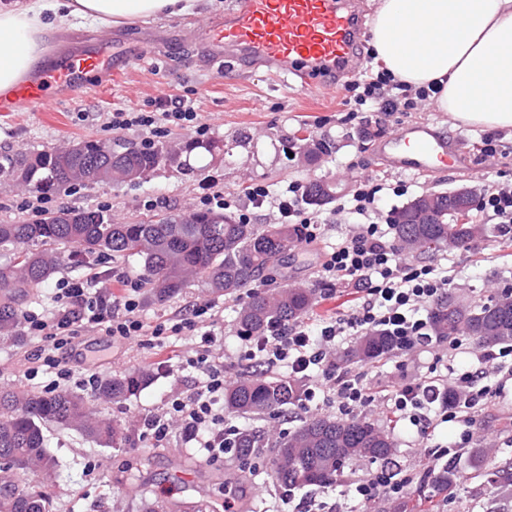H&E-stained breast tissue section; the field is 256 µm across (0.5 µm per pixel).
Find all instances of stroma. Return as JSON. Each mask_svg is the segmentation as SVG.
<instances>
[{"instance_id": "1", "label": "stroma", "mask_w": 512, "mask_h": 512, "mask_svg": "<svg viewBox=\"0 0 512 512\" xmlns=\"http://www.w3.org/2000/svg\"><path fill=\"white\" fill-rule=\"evenodd\" d=\"M230 0H202L192 13L135 19L124 23L128 36L148 39L154 52L144 61L122 68L112 80L91 75L82 92L61 99L51 110L24 115L0 117V153L53 147L83 139L119 140L141 144L146 133L140 129L115 132L108 122L113 109L149 108L158 97L159 85H166L171 97L192 95L195 110L210 127L211 138L223 141L224 156L211 162L200 172L186 175L174 169H161L135 185L93 184L53 195L50 210L76 207L106 209L113 221L120 223L149 222L168 213L196 209L202 188L218 181L230 202L232 215L250 214L256 225L278 224L282 218L275 205L267 203L254 208L249 188L252 184L268 185L272 195H279L289 182L307 183L328 179L341 188L339 200H346L357 179L371 176L391 184L406 182L408 191L392 196L387 208L400 209L415 197L432 191H454L471 188L483 191L489 181L462 171H448L437 180L404 175L383 168L373 152L376 142L386 139L401 127L427 121L444 137L461 141L472 159H480L481 129L452 127L446 113L430 104L417 112L356 111L338 90L317 93L296 92L275 85L261 69L225 65L223 70L209 68L204 60L195 31L211 19L223 16ZM312 137L332 147V152L318 165L304 166L291 160L287 146L302 137ZM156 208H147V201ZM327 220V234L321 245L307 250L293 249L281 259L273 272L255 281L254 286L282 288L300 284L318 287L317 272L321 254L344 239L358 224L357 216H340L335 205L317 210ZM421 261L447 267L453 281L452 291L466 301L481 305L502 288L512 285V247L505 245L497 224H490L487 237L474 244L452 250L424 253ZM217 303L221 320L217 331L222 336L224 370L230 376H241L239 358L241 343L237 337V316L241 299L214 296L208 289L188 284L166 301H156L149 291L140 294L141 309L147 324L153 325L174 311L196 301ZM104 347L105 359L97 370L109 378L138 370H150L153 379L136 396L119 402L93 404L95 413L120 423L128 431L129 443L120 451L100 447L81 434L48 426V451L59 459L63 468L51 488L54 512H144L147 503L163 501L188 507L189 512H224L225 500L245 501L250 512H282L280 491L268 477L270 452L256 456L251 474L241 475L236 459L223 465H212L185 447L180 436H172L165 446L153 447L140 439L139 418L164 412L179 394L192 392L200 381L193 370L171 372L167 357L188 352L184 339L171 338L165 353L132 348L112 342L90 329H82L71 347L64 350V364L74 372L67 391L82 393L78 379L90 364L82 356L89 341ZM42 344L41 337L16 332L0 337V386L36 392L48 382V375L28 379L33 356ZM464 351L441 340L434 353L411 352L403 360L389 357L363 366L367 382L374 389H389L400 374H427L434 356H441L442 366L458 367L465 353H477L473 338H465ZM498 387L493 403L477 418L471 447L497 448L502 459L512 458V378L497 373L488 380ZM363 416L389 424L398 452L396 464L388 473L401 478L421 469L430 446L458 441L461 428L449 422L438 425L428 442H420L409 423L394 420L386 402L376 401L362 411ZM469 456L457 461L460 482L441 501L439 512H512V492L501 491L476 478ZM380 463L368 460L348 466L343 479L324 490L295 492V500H311L318 512H334L336 506L364 512L354 504L349 493L354 483L380 470ZM137 487L136 495H128V487Z\"/></svg>"}]
</instances>
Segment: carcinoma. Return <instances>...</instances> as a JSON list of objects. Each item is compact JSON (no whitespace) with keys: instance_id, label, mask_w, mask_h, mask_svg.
<instances>
[{"instance_id":"cac0c4a2","label":"carcinoma","mask_w":512,"mask_h":512,"mask_svg":"<svg viewBox=\"0 0 512 512\" xmlns=\"http://www.w3.org/2000/svg\"><path fill=\"white\" fill-rule=\"evenodd\" d=\"M224 151L218 140L186 139L149 149L131 146L123 152L112 141L84 139L71 145L0 153V183L23 191L59 193L85 183L122 185L137 183L166 167L192 172L191 155L210 156ZM331 153L323 141L305 139L298 155L305 165ZM319 181L303 187V203L322 207L336 200ZM476 199L452 198L446 192L422 194L394 217L393 231L399 250L406 254L466 246L485 236L486 225L467 218L459 223L461 210L472 211ZM295 224H244L222 211H186L167 214L154 222L116 224L102 210L60 209L34 222L0 224V247L12 257L0 262V335L9 336L21 324L20 305L60 270V257L51 244L73 245V262L85 264L101 256L135 257L143 264L145 286L162 302L191 281L216 294L245 295L238 313L239 331L255 338L266 335L278 323L286 324L312 310L315 293L310 288L288 287L251 290L252 283L274 268L300 243ZM434 335L448 338L465 333L486 346L512 343V296L500 293L481 306H471L447 294L432 308ZM392 336L372 332L356 339L347 361L375 363L398 353ZM151 380L141 370L100 382L93 399L120 401L137 394ZM300 398V388L286 375H245L224 391V410L230 414H255L284 409ZM56 424L75 430L104 448H122L126 438L109 418L94 415L84 396L59 391L32 393L0 388V512H53L51 496L29 493L13 480L17 472L58 477V462L46 450L43 429ZM233 447L243 459L267 447L264 434L241 430ZM489 448L471 451L476 476L512 488V460L484 467ZM396 448L385 430L364 418L313 416L277 445L269 477L286 494L309 486L328 488L358 458L391 464ZM457 467L449 463L423 478L430 495L413 501L406 496L389 512H431L434 498L456 484Z\"/></svg>"}]
</instances>
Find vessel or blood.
Here are the masks:
<instances>
[{
  "mask_svg": "<svg viewBox=\"0 0 512 512\" xmlns=\"http://www.w3.org/2000/svg\"><path fill=\"white\" fill-rule=\"evenodd\" d=\"M369 23L356 0H233L223 19L208 22L199 37L212 52L210 64L223 68L234 60L265 69L272 79L300 92L318 91L313 68H326L334 85L357 76L356 53ZM99 51L83 53L63 44L53 62L0 90V115L44 112L56 97L79 93L83 76L110 78L131 58L127 40L99 30ZM385 167L434 178L449 170L482 177L487 167L451 150L430 122L400 128L379 146Z\"/></svg>",
  "mask_w": 512,
  "mask_h": 512,
  "instance_id": "obj_1",
  "label": "vessel or blood"
}]
</instances>
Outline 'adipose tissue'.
Segmentation results:
<instances>
[{"label": "adipose tissue", "instance_id": "adipose-tissue-1", "mask_svg": "<svg viewBox=\"0 0 512 512\" xmlns=\"http://www.w3.org/2000/svg\"><path fill=\"white\" fill-rule=\"evenodd\" d=\"M197 0H0V89L42 58L76 20L105 26L189 12ZM396 81L433 84L454 127L512 129V0H379L369 26Z\"/></svg>", "mask_w": 512, "mask_h": 512}]
</instances>
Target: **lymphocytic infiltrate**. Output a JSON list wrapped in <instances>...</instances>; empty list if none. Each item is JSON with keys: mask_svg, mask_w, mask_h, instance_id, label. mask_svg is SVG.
I'll use <instances>...</instances> for the list:
<instances>
[{"mask_svg": "<svg viewBox=\"0 0 512 512\" xmlns=\"http://www.w3.org/2000/svg\"><path fill=\"white\" fill-rule=\"evenodd\" d=\"M401 87V82L380 72L349 81L345 90L355 105L374 112L415 111L434 94L433 88L422 87L408 96L402 94ZM110 125L116 131L146 129L155 138L169 136L175 130H186L200 138L210 131L208 125L198 122L194 107L184 96L156 99L149 111L113 110ZM405 193L402 184L391 187L370 178L356 183L351 197L340 203L337 211L361 215L364 221L326 254L319 281L327 290L339 284L352 289L359 294V302L342 315L278 324L262 338L245 337L243 359L247 365L284 368L299 380L312 378V386L303 394L304 402H313L317 393L330 391L337 399L339 412L345 414L369 406L376 394L362 373L337 369L335 360L329 357L332 349L353 335L370 332L398 337L406 350L433 349L430 311L448 292L452 281L443 267L401 252L390 237L391 222H380L384 197ZM300 195V183L290 182L279 200L278 211L283 218H297L302 226L301 242L310 246L320 241L325 224L300 210ZM142 286L139 276L134 278L114 269L94 272L59 283L55 294L58 310L52 317L24 314V332L43 339L37 360L55 372L45 390L56 392L72 378L59 352L71 345L77 329L89 327L116 343L160 350L169 337H187L195 347V355L187 364L204 375V384L189 397L174 398L166 412L141 416V436L160 446L177 433L185 442L202 448L210 462H223L233 451L229 440L238 428L216 407L232 379L225 374L224 362L216 352L214 307L195 303L150 327L140 316ZM511 359L512 345L503 346L483 351L481 368L454 371L453 380L467 392L460 406L438 405L439 388L434 377L427 375L403 379L386 400L395 418L414 426L419 439H428L438 424L454 422L462 426L460 440L466 443L472 437L470 429L478 412L492 398L490 387L484 383L488 369L503 370Z\"/></svg>", "mask_w": 512, "mask_h": 512, "instance_id": "lymphocytic-infiltrate-1", "label": "lymphocytic infiltrate"}]
</instances>
